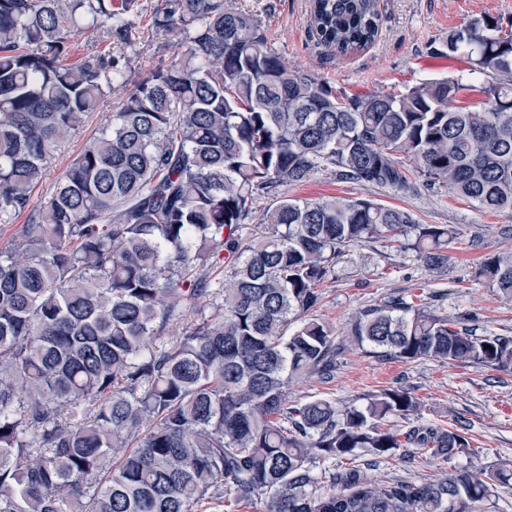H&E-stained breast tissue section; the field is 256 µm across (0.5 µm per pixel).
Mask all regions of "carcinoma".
I'll list each match as a JSON object with an SVG mask.
<instances>
[{"mask_svg": "<svg viewBox=\"0 0 512 512\" xmlns=\"http://www.w3.org/2000/svg\"><path fill=\"white\" fill-rule=\"evenodd\" d=\"M317 44L349 57L379 34L375 0H312ZM126 43L112 0H0V211L26 213L0 250V512H483L512 470L464 469L379 483L328 459L401 447L383 427L418 402L382 389L365 407L289 400L327 379L345 345L314 317L336 255L397 245L440 271L456 224H422L368 198L283 199L267 234L240 247L251 204L323 165L406 192L446 186L512 218V30L481 16L448 30L466 73L401 95L341 96L288 68L230 0H162L154 29L187 48L135 84L47 201L30 197L60 146L112 84L120 59L68 62L69 36ZM484 79L480 106H455ZM225 268L229 280H212ZM512 302V251L476 270ZM184 323L176 338L166 336ZM349 343L378 357L512 368V336L479 335L430 303L359 310ZM406 442L451 460L465 433L413 427Z\"/></svg>", "mask_w": 512, "mask_h": 512, "instance_id": "cac0c4a2", "label": "carcinoma"}]
</instances>
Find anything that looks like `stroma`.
Listing matches in <instances>:
<instances>
[{"mask_svg": "<svg viewBox=\"0 0 512 512\" xmlns=\"http://www.w3.org/2000/svg\"><path fill=\"white\" fill-rule=\"evenodd\" d=\"M131 25L129 42H109L96 28L73 32L70 62L92 52L123 57L126 80L114 84L98 110L56 152L30 203L46 201L66 169L86 144L111 120L112 111L134 85L151 71L168 65L185 50V35L176 30L164 36L153 32V19L161 0H114ZM236 8L259 23L269 46L294 71L315 78L341 95L374 92L401 93L427 79L452 77L467 69L464 54L440 53L448 30L468 20L492 15L512 22V0H376L380 29L365 50L336 58L313 40L308 23L310 0H233ZM363 197L412 212L423 224H459L466 235L480 238L479 247L463 243L450 249L448 269L431 273L412 252H400L384 243L345 250L336 260L335 276L323 287L318 318L344 334L351 317L366 305L389 296L430 298L439 313L476 317L484 331L512 335V302L480 280L475 268L482 256L512 250V220L479 210L447 188L418 186L398 193L368 184L338 179L324 168L299 184L285 185L276 195L258 196L242 226L243 242L263 234L277 198L315 199ZM392 387L411 391L418 409L405 417H392L388 428L403 433L418 424L467 433L472 454L445 461L430 450L409 447L394 456L359 454L353 464L378 480H425L444 471L475 467H512V370L460 366L448 361L412 362L372 356L346 349L333 377L312 378L293 385L291 399L306 402L327 398L338 406H364L369 394ZM348 460H333L336 469Z\"/></svg>", "mask_w": 512, "mask_h": 512, "instance_id": "35a3bbf8", "label": "stroma"}]
</instances>
